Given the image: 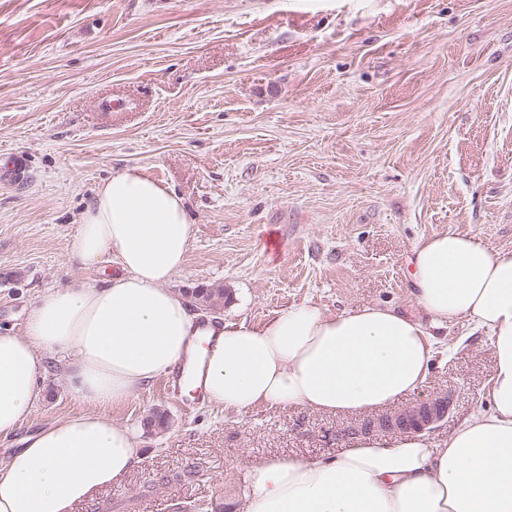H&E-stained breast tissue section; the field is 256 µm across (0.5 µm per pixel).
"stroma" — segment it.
I'll return each instance as SVG.
<instances>
[{"label": "stroma", "instance_id": "35a3bbf8", "mask_svg": "<svg viewBox=\"0 0 512 512\" xmlns=\"http://www.w3.org/2000/svg\"><path fill=\"white\" fill-rule=\"evenodd\" d=\"M125 166L185 201L192 241L169 286L199 318L258 325L305 300L416 312L417 240L467 231L512 251V0H0V333L24 334L40 296L109 269L73 265L69 246ZM216 286L228 301L204 310L195 291ZM447 341L453 356L383 412L446 401L424 428L438 441L492 375L488 337L461 322ZM164 384L109 409L142 460L78 512H241L251 460L318 461L368 422L189 406ZM87 409L52 363L0 455ZM157 409L167 430L143 431Z\"/></svg>", "mask_w": 512, "mask_h": 512}]
</instances>
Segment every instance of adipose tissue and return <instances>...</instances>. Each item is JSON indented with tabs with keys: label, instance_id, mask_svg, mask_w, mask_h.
Returning a JSON list of instances; mask_svg holds the SVG:
<instances>
[{
	"label": "adipose tissue",
	"instance_id": "adipose-tissue-1",
	"mask_svg": "<svg viewBox=\"0 0 512 512\" xmlns=\"http://www.w3.org/2000/svg\"><path fill=\"white\" fill-rule=\"evenodd\" d=\"M190 245L182 197L143 169L121 168L97 188L71 255L84 267L109 258L118 272L45 293L23 335H0V437L32 415L52 356L92 409L0 460V512H74L134 469L136 436L107 410L186 362L197 361L196 383L217 407L370 414L423 384L436 331L462 321L490 338L489 412L464 418L440 443L422 432L365 436L320 461L255 460L245 512H512V252L472 233H436L409 256L418 314L304 302L201 340L187 299L168 287Z\"/></svg>",
	"mask_w": 512,
	"mask_h": 512
}]
</instances>
